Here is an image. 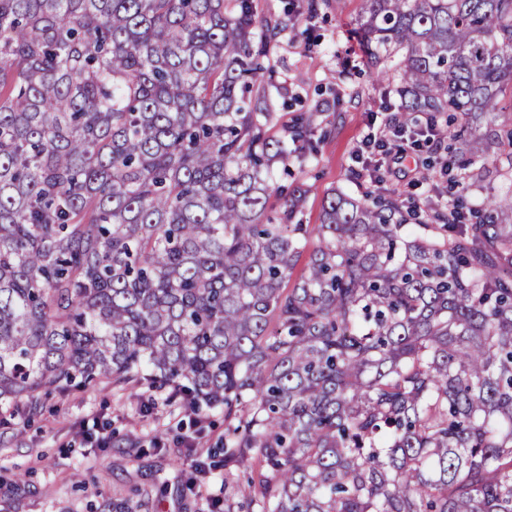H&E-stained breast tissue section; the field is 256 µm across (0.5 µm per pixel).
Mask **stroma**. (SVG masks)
I'll return each mask as SVG.
<instances>
[{
	"mask_svg": "<svg viewBox=\"0 0 512 512\" xmlns=\"http://www.w3.org/2000/svg\"><path fill=\"white\" fill-rule=\"evenodd\" d=\"M286 2L255 0L259 15L288 19L287 30L266 50L272 76L264 87L273 123L286 124L322 100L333 102L322 116L331 135L312 132L316 157L289 165L291 180L310 188L303 223H320L324 197L333 189L402 201L427 197L436 185L444 199H460L468 210L504 191L505 157H461L447 137L439 158L466 160L480 174L464 190L443 178L430 184L411 168L380 185L360 179L358 141L400 111L396 82L385 67L371 65L359 34L364 2L327 0L314 18L300 7L284 15ZM17 472L26 475L18 484ZM244 475V467H224L223 409L203 411L194 426L163 391L73 386L48 395L34 419L19 416L0 426V512H116L125 502L135 512H213L214 503L232 499Z\"/></svg>",
	"mask_w": 512,
	"mask_h": 512,
	"instance_id": "obj_1",
	"label": "stroma"
}]
</instances>
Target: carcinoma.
<instances>
[{
  "mask_svg": "<svg viewBox=\"0 0 512 512\" xmlns=\"http://www.w3.org/2000/svg\"><path fill=\"white\" fill-rule=\"evenodd\" d=\"M254 0H0V402L166 388L224 409L225 512H512V193L418 224L309 189ZM365 48L465 135L512 87V0H365ZM276 198L278 205L270 204ZM303 274L292 281L306 248Z\"/></svg>",
  "mask_w": 512,
  "mask_h": 512,
  "instance_id": "obj_1",
  "label": "carcinoma"
}]
</instances>
